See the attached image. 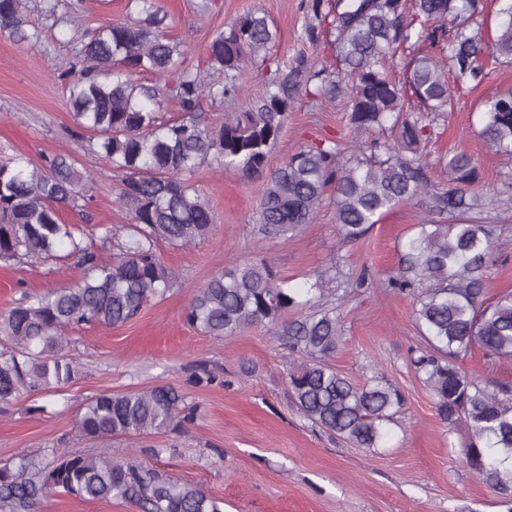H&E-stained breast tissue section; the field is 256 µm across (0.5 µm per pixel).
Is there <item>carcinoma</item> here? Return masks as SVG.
Masks as SVG:
<instances>
[{"label": "carcinoma", "instance_id": "cac0c4a2", "mask_svg": "<svg viewBox=\"0 0 512 512\" xmlns=\"http://www.w3.org/2000/svg\"><path fill=\"white\" fill-rule=\"evenodd\" d=\"M140 18L101 28L60 74L69 92L78 141L121 175L118 200L129 224L120 234L104 228L112 260L102 262L85 245L84 233L60 218L63 206L79 207L89 176L63 155L37 164L22 153L0 160V261L52 258L68 250L83 268L81 278L43 295H23L0 312V406L24 393L59 390L72 381L76 361L68 351L71 325L115 326L135 318L176 280L156 252L157 243L189 246L204 238L214 213L191 184L203 163L266 177L253 233L286 237L311 223L328 186L334 187L336 221L355 240L399 204L415 202L430 220L404 244L402 271L391 287L413 297V314L425 346L411 351L424 374L438 414L448 424L469 423L465 464L488 487L512 495V387L483 384L459 364L478 347L512 359V293L483 304L484 273L494 256L495 227L477 221L473 186L477 161L459 152L448 159V186L433 187L422 142L431 117L452 106V86L487 77L478 64L481 39L470 28L478 0H334L336 47L343 68L305 76L306 60L281 64L273 55L278 30L266 15L250 13L213 33L203 61L187 62L182 45L160 34L167 15L155 0H131ZM492 52L512 59V0ZM452 35L445 38V23ZM25 0H0V33L30 41ZM439 47L408 64V87L393 80L390 64L408 43ZM265 74L264 84L239 112L219 122L202 103L233 100L247 65ZM217 75L208 83L201 71ZM154 74L158 83L135 77ZM319 98L345 95L355 138L315 143L269 168V156L301 88L302 77ZM423 111L408 119L405 89ZM161 96L180 103L183 115L163 121L154 105ZM481 136L498 153L512 154V91L485 102ZM297 292L270 264L233 263L213 276L190 301L186 321L207 336L227 338L250 326H273L285 348L303 361L288 375L299 410L314 424L362 448H380L404 406L401 391L376 376L363 385L338 373L328 358L340 327L334 309L288 320ZM186 395L158 385L147 391L100 393L80 408L77 427L102 445L93 455L70 453L40 466L25 454L0 466V512H34L61 491L86 501L121 499L141 512H223L200 487L158 475L131 455L112 454V440L182 430L194 423Z\"/></svg>", "mask_w": 512, "mask_h": 512}]
</instances>
